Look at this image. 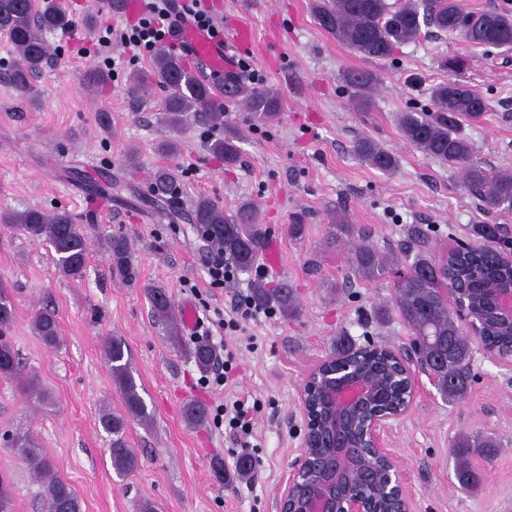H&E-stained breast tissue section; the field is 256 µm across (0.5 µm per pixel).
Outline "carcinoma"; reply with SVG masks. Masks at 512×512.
<instances>
[{
    "mask_svg": "<svg viewBox=\"0 0 512 512\" xmlns=\"http://www.w3.org/2000/svg\"><path fill=\"white\" fill-rule=\"evenodd\" d=\"M312 8L326 32L371 61L391 58L396 48L419 36L424 28L458 34L472 46L512 49V14L469 9L462 0H399L395 5L388 0H314ZM72 25L73 20L60 0H42L39 6L36 0H0V34L6 35L17 51V60L9 72L15 89L30 92L33 76L48 63L50 53L45 34L69 31ZM343 80L357 102L365 106L378 77L368 70L349 69L344 71ZM154 83L169 90L165 101L169 125H178L189 112L201 113L215 125L224 124V112L210 87L198 81L179 58L160 52L151 71L133 77L138 88ZM224 85L230 87L224 92L225 101L245 103L261 120L278 115L280 96L276 91L255 88L230 72L224 74ZM487 110V100L477 91L461 81H443L431 88L429 107L400 115L399 128L404 139L425 156L460 166L463 187L479 199L483 209L512 212V171L486 169L462 134L464 124L482 119ZM211 150L223 157L227 165L238 162L239 151L232 135L215 139ZM355 151L365 163L381 172L389 173L397 167V158L371 140L357 141ZM153 186L158 193L172 196L176 188L175 171L160 168L154 175ZM188 221L209 226L215 232L212 244L229 256L239 270L247 272L258 261L266 231L254 204L242 203L228 214L202 197L196 201ZM0 223L29 238L45 241L54 251L63 275L83 277L91 243L69 212L27 208L0 215ZM107 248L112 271L126 280L135 279L128 241L114 236L108 239ZM351 251L352 272L362 278L378 279L393 265L391 255L368 245H353ZM400 251L414 253V259L409 270L394 283L397 312L411 330L412 342L432 361L430 377L435 384L447 396L461 398L467 392L469 375L459 373L458 369L469 357V334L458 323V308L467 305L486 342L504 353L512 351V327L495 314L487 293L490 285L511 280L512 268L503 263L501 252L484 247L454 253L448 260L436 262L430 257L425 233L416 225L407 228ZM149 295L154 313L167 323L169 338L181 344L171 296L157 286L149 289ZM251 297L256 306L275 307L287 317L298 312L295 293L286 282L269 288L258 281L252 286ZM14 318L11 294L0 284V377L6 379L17 377L19 370L18 354L4 338ZM32 329L44 344L59 345L54 311H36ZM190 353L202 368L208 367L213 359V350L205 341L194 342ZM105 356L127 413L125 417L113 413L101 417L103 429L111 436L112 467L121 476L138 466L137 455L125 440L128 418L144 421L149 414L125 360V343L119 338L109 340ZM10 444L43 488L44 512H80L76 490L59 474L56 462L39 448L33 435L15 433ZM456 478L467 486L479 482V474L465 459L456 469Z\"/></svg>",
    "mask_w": 512,
    "mask_h": 512,
    "instance_id": "1",
    "label": "carcinoma"
}]
</instances>
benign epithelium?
Returning <instances> with one entry per match:
<instances>
[{"label":"benign epithelium","instance_id":"1","mask_svg":"<svg viewBox=\"0 0 512 512\" xmlns=\"http://www.w3.org/2000/svg\"><path fill=\"white\" fill-rule=\"evenodd\" d=\"M491 292L494 306L512 321V285ZM383 349L397 361L407 388L400 404L368 414L360 428L357 418L385 394L380 378L334 354L309 373L299 395L302 445L288 463V481L277 500V512H375L370 496L359 491L352 477L348 454L359 442L368 451L364 462L382 465L383 493L397 499L398 512H411L404 477L386 437L411 412L422 367L416 348L385 345Z\"/></svg>","mask_w":512,"mask_h":512}]
</instances>
